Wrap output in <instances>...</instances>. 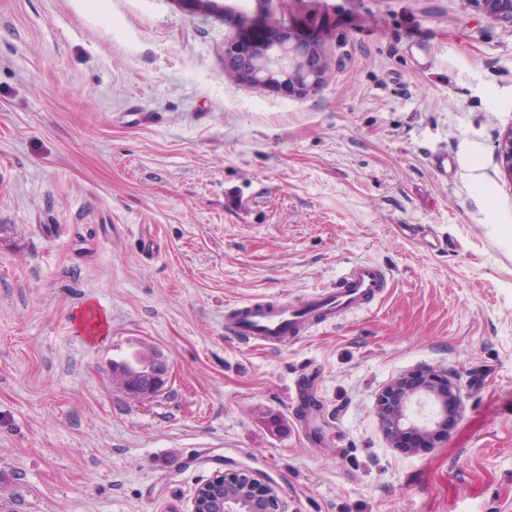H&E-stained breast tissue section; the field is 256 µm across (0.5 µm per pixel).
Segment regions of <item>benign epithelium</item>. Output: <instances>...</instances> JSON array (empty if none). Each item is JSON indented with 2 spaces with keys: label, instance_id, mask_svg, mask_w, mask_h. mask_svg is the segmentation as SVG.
Wrapping results in <instances>:
<instances>
[{
  "label": "benign epithelium",
  "instance_id": "obj_1",
  "mask_svg": "<svg viewBox=\"0 0 512 512\" xmlns=\"http://www.w3.org/2000/svg\"><path fill=\"white\" fill-rule=\"evenodd\" d=\"M202 13H220L228 32L224 38V70L261 91L286 90L298 99L317 92L330 69V59L315 36L283 28L264 11L267 0H256L253 16L217 3V0H177ZM489 19L512 24V0H474ZM496 159L512 183V127L497 137ZM421 381L401 380L380 396L378 413L394 447L409 442L435 446L448 433L451 402L457 414L464 411L459 378L431 368L421 371ZM170 366L162 357L131 371L118 370L112 378L127 395L149 398L167 387ZM190 512H286L278 490L252 474L218 470L195 490Z\"/></svg>",
  "mask_w": 512,
  "mask_h": 512
}]
</instances>
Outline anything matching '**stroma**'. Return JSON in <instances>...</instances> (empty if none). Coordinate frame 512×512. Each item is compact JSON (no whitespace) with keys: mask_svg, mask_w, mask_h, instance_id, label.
Segmentation results:
<instances>
[{"mask_svg":"<svg viewBox=\"0 0 512 512\" xmlns=\"http://www.w3.org/2000/svg\"><path fill=\"white\" fill-rule=\"evenodd\" d=\"M267 12L321 40L316 93L225 73L223 22L177 0H0V512H189L228 468L288 512H512V25L474 0ZM356 261L392 273L371 309L283 348L225 335ZM155 354L162 394L113 382ZM427 367L463 416L395 448L379 396ZM496 159L502 165L509 182L512 183V126L497 137Z\"/></svg>","mask_w":512,"mask_h":512,"instance_id":"1","label":"stroma"}]
</instances>
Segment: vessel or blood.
Listing matches in <instances>:
<instances>
[{
	"mask_svg": "<svg viewBox=\"0 0 512 512\" xmlns=\"http://www.w3.org/2000/svg\"><path fill=\"white\" fill-rule=\"evenodd\" d=\"M390 280V271L382 265L355 262L335 286L311 293L304 301L234 306L224 317V330L260 346L285 347L309 326L367 309L384 296Z\"/></svg>",
	"mask_w": 512,
	"mask_h": 512,
	"instance_id": "b4317fda",
	"label": "vessel or blood"
}]
</instances>
